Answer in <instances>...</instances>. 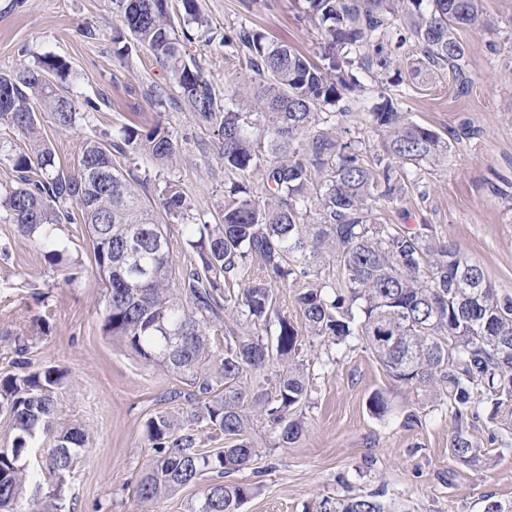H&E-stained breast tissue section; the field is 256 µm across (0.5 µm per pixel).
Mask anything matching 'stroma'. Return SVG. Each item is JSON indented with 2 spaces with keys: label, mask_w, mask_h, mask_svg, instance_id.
Instances as JSON below:
<instances>
[{
  "label": "stroma",
  "mask_w": 512,
  "mask_h": 512,
  "mask_svg": "<svg viewBox=\"0 0 512 512\" xmlns=\"http://www.w3.org/2000/svg\"><path fill=\"white\" fill-rule=\"evenodd\" d=\"M206 27L185 43L216 98L251 92L259 83L244 56L224 44L240 26L288 42L321 63V36L300 0H198ZM486 23L461 27L468 49L466 78L430 74L397 97L365 78L367 92L354 105L368 153L382 137L369 114L381 95L396 97L401 111L449 141L446 158L426 165V200L409 196L383 209L388 222L431 224L435 234L476 261L502 296H512V0H482ZM117 19L108 0H0V71L34 65L54 56L70 66L66 84L76 102L93 99L97 112L67 131L48 130L55 161L64 171L80 166L85 137L118 134L125 126L162 125L179 148L176 161L161 167L141 156L119 158L122 168L144 180L143 198L156 203L166 182L179 184L190 207L165 217L174 263L185 268L183 227L216 222L224 210V161L218 154V122L197 118L183 100L172 73L145 47L132 45L114 58ZM156 83L168 95L157 102L147 91ZM57 235L79 264L67 271L49 264L36 239L23 235L0 213V377L11 373L14 340H29L35 367L57 366L66 379L57 393L58 416L89 432L88 452L68 480L65 512H140L137 483L155 456L145 421L167 409L166 396L182 389L166 370L132 359L102 334L105 290L95 270L84 224H65ZM315 389L302 413L306 431L287 447H275L265 420L254 423L261 453L235 473L260 484L241 512H304L325 496L380 493L390 512H484L487 501L512 512V429L491 423L487 409L470 419L486 463L468 466L450 450L455 422L446 404L434 403L407 423L411 397L401 394L386 419L373 417L367 399L390 381L362 341L350 346L319 340L304 343Z\"/></svg>",
  "instance_id": "obj_1"
}]
</instances>
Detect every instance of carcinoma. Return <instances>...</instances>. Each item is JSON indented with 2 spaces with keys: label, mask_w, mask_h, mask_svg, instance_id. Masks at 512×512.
<instances>
[{
  "label": "carcinoma",
  "mask_w": 512,
  "mask_h": 512,
  "mask_svg": "<svg viewBox=\"0 0 512 512\" xmlns=\"http://www.w3.org/2000/svg\"><path fill=\"white\" fill-rule=\"evenodd\" d=\"M319 26L327 73L283 43L242 26L224 45L245 56L263 78L251 96L218 104L182 43L190 26L207 21L198 0H182L183 25L168 18V0H109L119 25L114 54L129 41L148 48L172 71L197 117L219 122L224 159V216L216 224L185 225L195 254L175 272L165 225L142 201L139 179L116 158L144 155L158 165L177 150L161 126L142 134L132 126L117 138L88 136L80 168L55 164L43 121L63 131L87 114L64 85L66 64L45 57L33 67L0 73V124L21 141L0 140V164L13 178L0 183V211L36 238L54 266L65 249L63 223L87 229L106 306L104 336L140 361L180 378L173 406L146 423L156 455L136 488L138 506L217 476L190 512H239L258 486L225 480L254 461L253 420L270 423L277 445L296 442L312 392L310 369L299 359L303 335L339 345L361 340L392 387L368 399L372 416L395 409L397 391L423 406L447 398L456 422L451 451L479 462L480 446L463 429L482 402L512 424V298L487 284L481 267L436 236L432 225L384 224L374 209L420 187V169L448 154V141L410 119L387 98L370 113L383 133L382 152L368 156L348 123L362 86L357 73L391 70L464 74L461 26L485 25L482 0H304ZM55 74L59 81L49 75ZM75 202L78 212L66 208ZM159 205L169 216L188 209L183 191L165 183ZM334 265L336 276H321ZM481 283L484 290L466 287ZM289 285L306 333L279 313L275 288ZM277 318L269 337L271 317ZM15 373L0 378V413L9 415L11 443L0 448V512H63L67 477L87 452L79 423L57 419L58 367L30 369L27 339L17 338ZM53 437L42 492L29 462L40 436ZM234 438L205 449V439ZM309 512H387L380 493L326 496Z\"/></svg>",
  "instance_id": "1"
}]
</instances>
